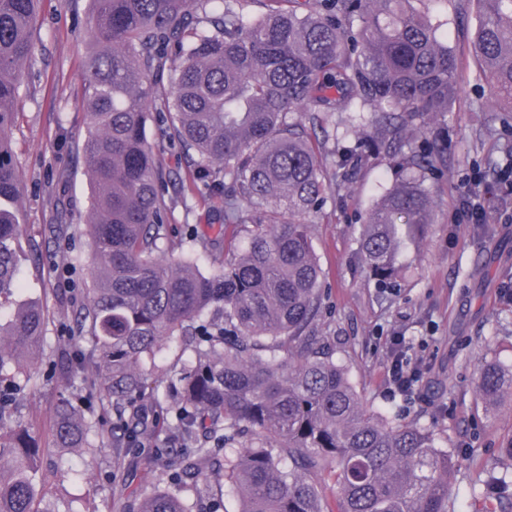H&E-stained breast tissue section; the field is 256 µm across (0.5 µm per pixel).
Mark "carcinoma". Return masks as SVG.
Segmentation results:
<instances>
[{
    "mask_svg": "<svg viewBox=\"0 0 512 512\" xmlns=\"http://www.w3.org/2000/svg\"><path fill=\"white\" fill-rule=\"evenodd\" d=\"M90 0V50L81 146L90 188L91 288L70 340L89 344L84 362L58 357L51 371L84 394H60L53 440L82 448L91 423L84 401L112 407L122 446L113 464L142 458L155 474L137 512H191L183 485L213 492L206 461L224 455L238 512H454V459L431 432L367 410L334 349L317 334L321 267L309 224L332 191L328 127L353 144L336 159L343 176L372 160L395 161L390 184L360 228V255L384 286L401 278L407 252L432 224L425 173L443 166L448 142L420 148L409 133L451 111L462 80L433 21L448 0ZM38 0H0V299L18 289L14 243L21 179L9 133L22 70L32 57ZM260 3L263 11L247 8ZM474 53L492 95L512 104V0H476ZM168 72L162 87L158 74ZM156 139L189 160L191 190L220 204L224 227L248 235L224 256V239L193 227L197 252L218 264L206 276L191 256L163 258L174 197L155 162ZM45 309L23 300L0 324V512L38 509L47 449L6 412L35 366L21 361L44 342ZM181 336L195 357L179 372L177 397L159 399L144 368L164 340ZM475 386L488 402L512 391V365L482 362ZM164 425L168 439L142 444ZM167 488L161 489L159 485ZM512 487L488 474L479 497L496 505Z\"/></svg>",
    "mask_w": 512,
    "mask_h": 512,
    "instance_id": "carcinoma-1",
    "label": "carcinoma"
}]
</instances>
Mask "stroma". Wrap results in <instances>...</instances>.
<instances>
[{
  "mask_svg": "<svg viewBox=\"0 0 512 512\" xmlns=\"http://www.w3.org/2000/svg\"><path fill=\"white\" fill-rule=\"evenodd\" d=\"M89 0H41L33 29L34 51L26 65L15 122L10 132L21 176L24 223L15 243L21 296L46 307L44 365L19 395L18 416L50 450L38 490L56 512H128L146 486L141 459L127 458L111 478L112 433L100 399L87 405L88 445L54 447V407L62 390L47 363L58 354L72 358L83 348L66 338L64 311H76L90 286L91 246L86 232L89 184L78 142L86 136L83 96L89 49ZM440 33L464 72L446 122L413 133V145L437 135L448 140L443 172L429 176L433 222L392 299H384L360 258L359 228L382 185L387 162L344 182L342 196L329 200L309 227L322 268L319 335L336 348L335 360L373 410L398 416L431 431L456 464L450 478L456 512H479L472 489L490 469L512 471L503 448L512 440V397L490 406L476 391L481 361L512 365V301L499 290L512 283V222L503 213L512 203L494 200L498 216L489 224H455L459 185L472 166L494 183L512 148V112L500 109L485 79L477 75L473 38L478 23L474 0H450ZM176 228L224 229L209 202L188 197L169 214ZM422 336L418 355L425 367L426 400L390 399L386 394L390 339Z\"/></svg>",
  "mask_w": 512,
  "mask_h": 512,
  "instance_id": "stroma-1",
  "label": "stroma"
}]
</instances>
